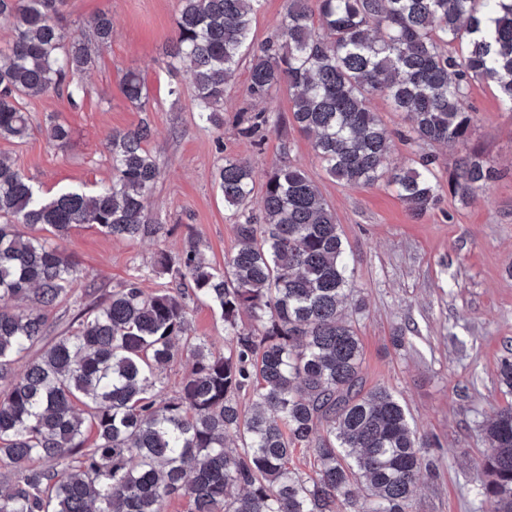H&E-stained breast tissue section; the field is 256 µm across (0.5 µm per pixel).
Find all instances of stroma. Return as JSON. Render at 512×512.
<instances>
[{
	"instance_id": "obj_1",
	"label": "stroma",
	"mask_w": 512,
	"mask_h": 512,
	"mask_svg": "<svg viewBox=\"0 0 512 512\" xmlns=\"http://www.w3.org/2000/svg\"><path fill=\"white\" fill-rule=\"evenodd\" d=\"M100 14L112 17V42L84 79L82 108L71 109L59 94L27 100L35 129L22 141L0 138V157L43 196L94 191L112 175L106 136L150 120L154 134L147 148L161 176L148 214L162 230L129 242L75 225L62 247L84 276L69 300L49 311V336L71 329L81 306L107 299L121 282L140 278L145 287H164L165 279L148 276L149 266L158 254L180 253L189 239L202 243L214 265H223L237 245L214 182L225 156L246 158L260 179L284 158L296 160L333 208L354 251L355 294L365 305L359 320L365 386L399 395L411 424L435 442L427 454L436 470L422 476L408 512H487L479 469L487 448L484 424L512 402L498 378L502 360L512 359V112L503 110L495 88L472 84L468 102L477 117L472 141L501 178L465 205L444 194L438 208L415 219L385 184L348 186L327 177L311 138L292 126L268 132L259 146L243 135L238 115L254 109L246 93L248 62H241L226 89L221 128L199 122L191 88L180 98L169 96L172 78L161 59L175 36L177 0H67L64 22L87 37ZM131 68L145 78L150 112H140L121 93ZM371 106L392 133L390 163L409 164L417 148L400 135L402 115L381 96ZM51 113L70 127L64 146L49 145L40 131ZM400 329L406 336L401 348L393 343Z\"/></svg>"
}]
</instances>
